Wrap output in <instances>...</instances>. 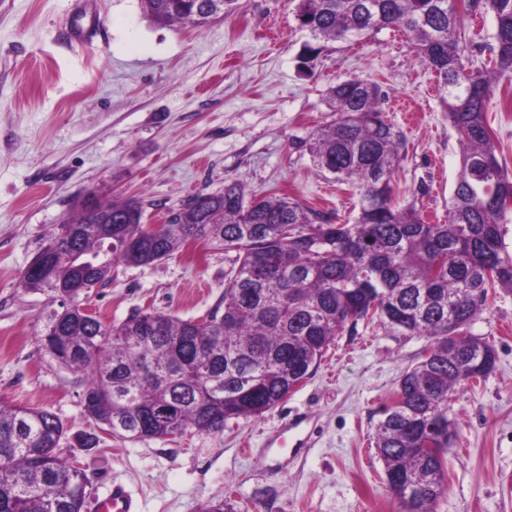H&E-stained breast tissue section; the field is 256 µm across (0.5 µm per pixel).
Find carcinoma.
<instances>
[{"mask_svg":"<svg viewBox=\"0 0 512 512\" xmlns=\"http://www.w3.org/2000/svg\"><path fill=\"white\" fill-rule=\"evenodd\" d=\"M238 0H141L155 24L203 27ZM308 40L307 62L329 44L387 28L406 35L436 74L460 169L442 224L415 204L394 202L400 135L386 120L378 84L351 77L329 87L338 118L310 143L314 164L360 190L351 224L276 194L249 198L242 183L198 194L167 210L155 228L140 201L91 194L77 218L59 224L24 271L20 287L47 298L42 343L62 367L89 373L86 420L124 440H168L188 431L218 434L288 398L348 324L377 317L427 336L431 346L405 370L375 427L374 442L398 512H433L447 489L454 435L449 403L493 372L496 350L469 335L488 289L512 292L509 222L512 172L487 121L496 82L512 75V0H294ZM495 19L492 67L466 70L464 15ZM203 240L230 257L224 309L196 323L138 312L119 325L87 312L95 289L122 263L147 266ZM50 262L49 276L32 269ZM90 451L96 432L68 435L54 413L0 402V512H84L85 474L61 445Z\"/></svg>","mask_w":512,"mask_h":512,"instance_id":"cac0c4a2","label":"carcinoma"}]
</instances>
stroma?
<instances>
[{
  "label": "stroma",
  "mask_w": 512,
  "mask_h": 512,
  "mask_svg": "<svg viewBox=\"0 0 512 512\" xmlns=\"http://www.w3.org/2000/svg\"><path fill=\"white\" fill-rule=\"evenodd\" d=\"M293 9L291 0H239L205 28H162L140 0H0V401L48 409L72 433L90 427L87 372L45 352L37 319L46 298L19 286L90 192L138 199L145 223L159 224L168 208L236 180L247 194L285 193L338 223L353 220L357 190L318 172L309 152L334 119L326 93L336 80L381 85L401 137L396 200L445 219L460 148L435 73L391 29L337 44L304 69L306 34ZM91 25L96 35L71 40ZM494 33L491 13L466 17V64L487 61ZM487 116L512 167V77L499 81ZM230 266L200 240L148 267L118 265L89 308L107 323L141 309L198 321L220 303ZM469 331L493 344L497 364L451 401L457 433L434 512H512V292L489 291ZM430 344L362 320L261 416L168 441L107 436L68 454L93 497L119 482L141 512H199L225 496L236 512H397L372 436L400 376ZM283 428L289 448H267Z\"/></svg>",
  "instance_id": "1"
}]
</instances>
